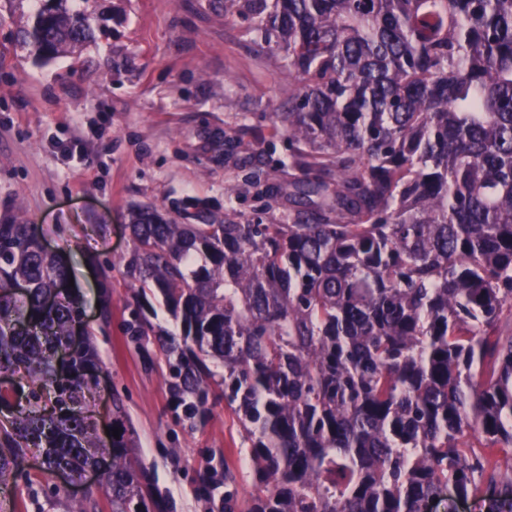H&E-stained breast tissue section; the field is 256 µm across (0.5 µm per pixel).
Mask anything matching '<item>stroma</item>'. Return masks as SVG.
I'll return each mask as SVG.
<instances>
[{"mask_svg":"<svg viewBox=\"0 0 512 512\" xmlns=\"http://www.w3.org/2000/svg\"><path fill=\"white\" fill-rule=\"evenodd\" d=\"M37 0H0V220L42 229L83 302L101 368L86 394L96 425L126 408L130 453L149 471L162 512H224L200 475L234 481V512L256 488L241 435L223 402L203 425L175 416L160 372L127 331L132 288L120 263L134 247L130 213L157 208L179 224L224 217L284 224L288 71L252 22L224 0H97L108 19L80 51L36 60L16 35ZM108 299L107 309L98 306ZM18 468L1 501L11 512H110L86 472L37 482Z\"/></svg>","mask_w":512,"mask_h":512,"instance_id":"stroma-1","label":"stroma"}]
</instances>
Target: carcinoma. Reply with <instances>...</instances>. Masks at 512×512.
Masks as SVG:
<instances>
[{"instance_id": "carcinoma-1", "label": "carcinoma", "mask_w": 512, "mask_h": 512, "mask_svg": "<svg viewBox=\"0 0 512 512\" xmlns=\"http://www.w3.org/2000/svg\"><path fill=\"white\" fill-rule=\"evenodd\" d=\"M63 2L20 34L39 58L93 36ZM225 3L288 66L275 120L295 208L286 224L133 211L122 263L144 359L191 427L224 386L249 512H425L480 486L511 492L487 512H512V0ZM41 237L0 224V380L19 374L0 388V486L29 448L45 481L107 456L112 512H151L125 433L97 441L91 341L55 359L83 307ZM158 299L181 333L152 323Z\"/></svg>"}]
</instances>
